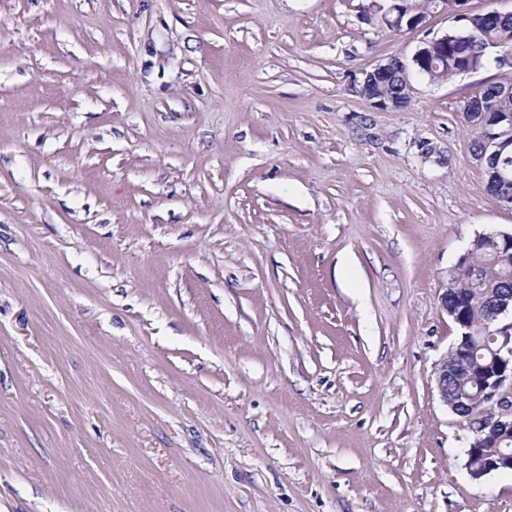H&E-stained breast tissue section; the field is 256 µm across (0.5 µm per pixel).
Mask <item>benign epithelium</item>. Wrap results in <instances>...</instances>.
Segmentation results:
<instances>
[{"label":"benign epithelium","mask_w":512,"mask_h":512,"mask_svg":"<svg viewBox=\"0 0 512 512\" xmlns=\"http://www.w3.org/2000/svg\"><path fill=\"white\" fill-rule=\"evenodd\" d=\"M369 10L379 16L385 27L397 30L403 26L422 27L426 24L428 13L419 11L413 0H370ZM426 41L419 46L413 56L404 59L392 56L364 71L362 83L365 86L380 87L385 84L391 64L397 65L398 77L402 92L407 95L405 103H410L414 93L411 83L412 72L417 71L429 76L435 81V70L438 65L428 64L430 57ZM490 104L481 96H476L472 108L480 109V119L475 122L479 137L484 143V150L476 155V160L484 168L487 178L492 181L506 183L512 180V172L500 165L501 159L512 154V113L498 112L492 122L486 121V112ZM475 241H482L487 247L488 256L482 261L471 260L470 252H465L460 260L466 265L469 285L482 288L488 277L486 271L497 270L499 279L510 281L508 264L504 256L512 254V231H496L479 233ZM458 268L448 273V280L441 295V305L448 317L457 326L459 340L452 347L448 356L441 358L434 368L436 389L439 400L454 414L459 415L464 408L472 410V431L474 440L467 450L466 467L469 475L476 481L498 471L499 467L512 468V454H499L498 463L476 460L474 449L492 446L497 448L506 435H512V293L500 291L488 298L483 318L471 319L467 306L455 301L459 294L457 288ZM484 335L491 337L494 348L490 349V360L480 369L482 390L477 405H472L470 397L457 388V383L463 381L468 373L473 371L472 364L461 358L465 346L471 337Z\"/></svg>","instance_id":"1"}]
</instances>
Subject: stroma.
<instances>
[{"mask_svg":"<svg viewBox=\"0 0 512 512\" xmlns=\"http://www.w3.org/2000/svg\"><path fill=\"white\" fill-rule=\"evenodd\" d=\"M369 0H0V512H512L438 399L512 229L465 101L380 111ZM478 241L484 242L487 247L488 256L485 260H471L470 252L472 250L469 248L459 259V261H463L466 265L469 285L472 288H484L489 280L486 275L488 269L493 271L496 269L499 273L498 278L501 281L510 283L508 264L504 262V256L508 253H511L512 256V230L510 232L496 231L479 233L475 236L471 244Z\"/></svg>","mask_w":512,"mask_h":512,"instance_id":"35a3bbf8","label":"stroma"}]
</instances>
